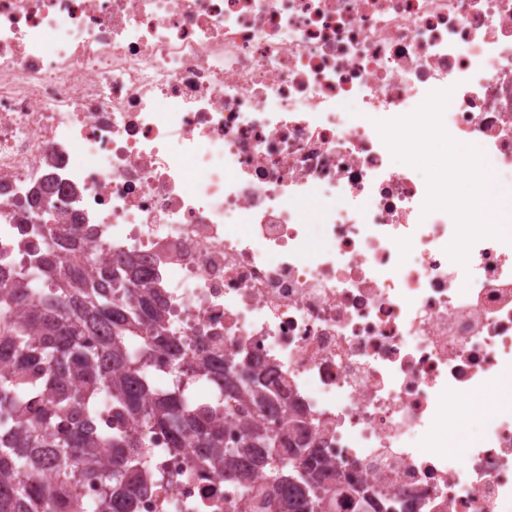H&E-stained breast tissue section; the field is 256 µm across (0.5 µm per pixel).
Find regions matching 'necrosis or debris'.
Returning a JSON list of instances; mask_svg holds the SVG:
<instances>
[{"instance_id": "obj_1", "label": "necrosis or debris", "mask_w": 512, "mask_h": 512, "mask_svg": "<svg viewBox=\"0 0 512 512\" xmlns=\"http://www.w3.org/2000/svg\"><path fill=\"white\" fill-rule=\"evenodd\" d=\"M409 130L512 193V0H0V271L64 237L144 260L186 356L280 389L261 421L325 487L512 512V209L466 223L456 165L393 162ZM124 426L154 476L134 512H243L197 449Z\"/></svg>"}]
</instances>
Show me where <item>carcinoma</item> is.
I'll use <instances>...</instances> for the list:
<instances>
[{"mask_svg":"<svg viewBox=\"0 0 512 512\" xmlns=\"http://www.w3.org/2000/svg\"><path fill=\"white\" fill-rule=\"evenodd\" d=\"M84 243L70 240L31 257L33 269L51 282L39 288L20 273L1 275L0 355H13L0 367V512H133L130 489L144 485L149 470L135 449L145 439L113 426L93 428L98 400L111 399L112 413L137 417L153 428L167 429L173 447L186 441L200 450L197 460L224 465L240 484L251 479L242 464L258 463V444L271 431L245 412L239 417L238 448H224L220 426L181 391L182 376L193 368L224 385V412H237L240 402L256 407L269 399L261 380L244 376L233 361L185 360L174 336L168 334L150 271L131 258L115 261H71ZM143 337L133 351L129 342ZM172 358L176 386L156 395L147 365L157 351ZM47 448L49 452L42 453ZM56 469L55 484H42L43 465ZM323 466L314 448H295L288 466L272 472L310 493L316 508L315 473ZM101 481L98 500L83 493L84 480ZM360 512H402L396 502L376 503L359 493Z\"/></svg>","mask_w":512,"mask_h":512,"instance_id":"1","label":"carcinoma"}]
</instances>
